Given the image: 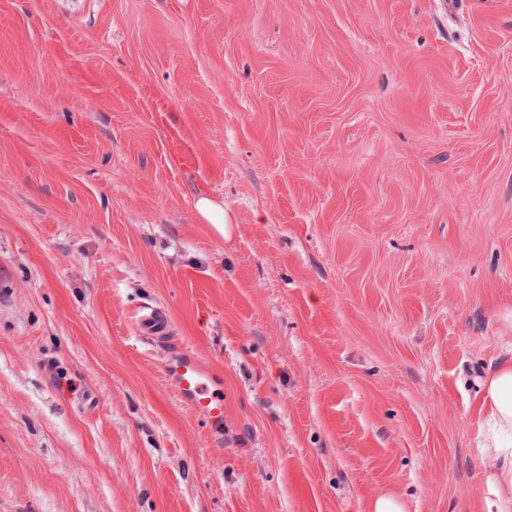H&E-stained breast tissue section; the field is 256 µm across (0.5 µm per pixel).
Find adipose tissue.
<instances>
[{
  "label": "adipose tissue",
  "instance_id": "obj_1",
  "mask_svg": "<svg viewBox=\"0 0 512 512\" xmlns=\"http://www.w3.org/2000/svg\"><path fill=\"white\" fill-rule=\"evenodd\" d=\"M479 439L484 497L481 512H512V358L481 383Z\"/></svg>",
  "mask_w": 512,
  "mask_h": 512
}]
</instances>
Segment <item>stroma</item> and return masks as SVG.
I'll return each mask as SVG.
<instances>
[{"mask_svg":"<svg viewBox=\"0 0 512 512\" xmlns=\"http://www.w3.org/2000/svg\"><path fill=\"white\" fill-rule=\"evenodd\" d=\"M511 349L512 0H0V512H477ZM198 216L208 224H213L217 230H223L224 224H230L231 220L224 211V206L207 196H199L195 203ZM169 371L180 383V396L195 410L202 413L214 430L224 425V394L207 369L193 357L174 360Z\"/></svg>","mask_w":512,"mask_h":512,"instance_id":"1","label":"stroma"}]
</instances>
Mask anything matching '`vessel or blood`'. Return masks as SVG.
<instances>
[{
	"label": "vessel or blood",
	"mask_w": 512,
	"mask_h": 512,
	"mask_svg": "<svg viewBox=\"0 0 512 512\" xmlns=\"http://www.w3.org/2000/svg\"><path fill=\"white\" fill-rule=\"evenodd\" d=\"M169 370L179 380L182 399L202 413L213 428H221L224 396L207 369L197 359L187 356L174 360Z\"/></svg>",
	"instance_id": "obj_1"
}]
</instances>
